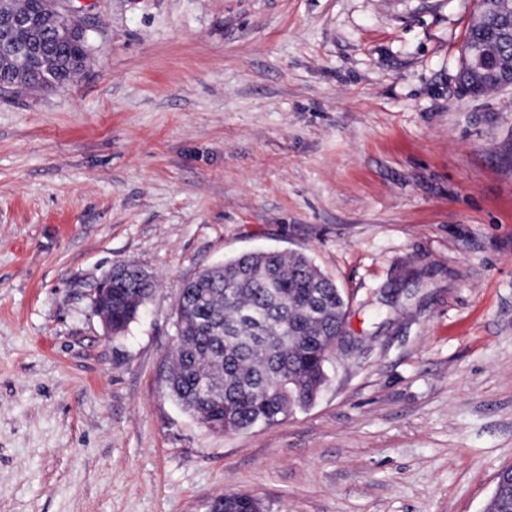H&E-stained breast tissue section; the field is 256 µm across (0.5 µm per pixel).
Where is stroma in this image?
I'll return each instance as SVG.
<instances>
[{
  "label": "stroma",
  "mask_w": 512,
  "mask_h": 512,
  "mask_svg": "<svg viewBox=\"0 0 512 512\" xmlns=\"http://www.w3.org/2000/svg\"><path fill=\"white\" fill-rule=\"evenodd\" d=\"M90 63L0 91V512H484L512 466V88H457L476 0H69ZM261 250L348 301L314 404L206 429L182 285ZM133 262L125 335L92 311ZM115 264L112 269L99 281L94 289L92 308L104 323L108 333L114 331L123 335L130 325L141 315L142 305L149 300L155 292V281L152 276L144 275L138 266L128 263ZM112 288V317L108 309V298ZM209 508L215 512H263L261 501L255 496L244 493H233L222 496L210 503ZM262 510V511H260Z\"/></svg>",
  "instance_id": "35a3bbf8"
}]
</instances>
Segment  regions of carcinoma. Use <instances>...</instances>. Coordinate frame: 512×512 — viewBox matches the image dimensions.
<instances>
[{
  "instance_id": "cac0c4a2",
  "label": "carcinoma",
  "mask_w": 512,
  "mask_h": 512,
  "mask_svg": "<svg viewBox=\"0 0 512 512\" xmlns=\"http://www.w3.org/2000/svg\"><path fill=\"white\" fill-rule=\"evenodd\" d=\"M59 58L56 82L83 71L87 45L42 33ZM155 292L153 277L130 263L112 282V328L124 334ZM348 303L305 255L258 252L202 271L176 302L181 337L166 384L177 402L210 430L238 432L273 424L311 405L325 385ZM488 512H512V470L503 471ZM215 512H260L261 501L233 493Z\"/></svg>"
}]
</instances>
